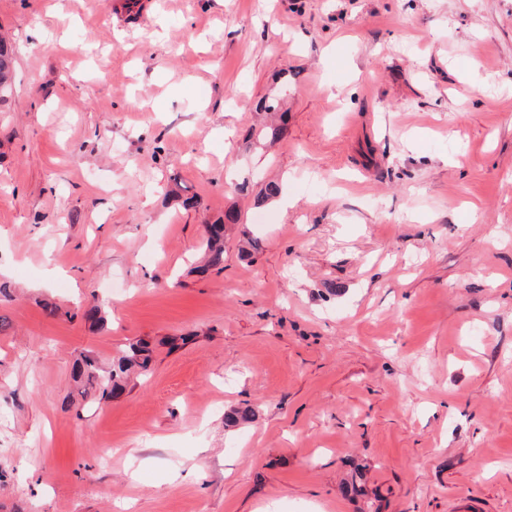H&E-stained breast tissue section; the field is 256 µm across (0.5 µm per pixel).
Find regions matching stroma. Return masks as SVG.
Wrapping results in <instances>:
<instances>
[{
	"label": "stroma",
	"mask_w": 512,
	"mask_h": 512,
	"mask_svg": "<svg viewBox=\"0 0 512 512\" xmlns=\"http://www.w3.org/2000/svg\"><path fill=\"white\" fill-rule=\"evenodd\" d=\"M0 39V512H512V0H0ZM14 58L10 48L0 40V101L12 93ZM227 224H240V215L236 210L226 211L219 223L211 224L208 235L201 242L208 266L218 271L224 268V234ZM153 362V350L147 343L135 340L129 342L122 353L112 359L108 371L101 372L98 361L84 355L76 366L75 375L77 379H83L86 386L94 390L101 399H108L112 394L124 389L132 369L137 368L146 375L150 372Z\"/></svg>",
	"instance_id": "35a3bbf8"
}]
</instances>
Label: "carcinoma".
Returning a JSON list of instances; mask_svg holds the SVG:
<instances>
[{
	"label": "carcinoma",
	"instance_id": "obj_1",
	"mask_svg": "<svg viewBox=\"0 0 512 512\" xmlns=\"http://www.w3.org/2000/svg\"><path fill=\"white\" fill-rule=\"evenodd\" d=\"M14 58L10 48L0 40V101L12 93ZM240 223V215L235 210L224 212L219 223L210 226L208 235L202 240L201 248L207 256V264L212 268H224V234L226 225ZM154 362L153 350L147 343L135 340L126 346L122 353L112 359L107 371H100L98 361L89 355L81 358L75 369L77 378L86 382L102 399L124 389L129 373L137 368L146 375Z\"/></svg>",
	"mask_w": 512,
	"mask_h": 512
}]
</instances>
